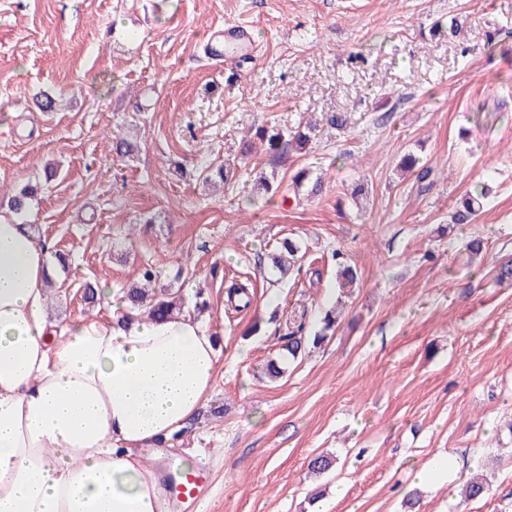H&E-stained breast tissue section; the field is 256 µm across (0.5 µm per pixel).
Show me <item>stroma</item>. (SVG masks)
<instances>
[{
  "mask_svg": "<svg viewBox=\"0 0 512 512\" xmlns=\"http://www.w3.org/2000/svg\"><path fill=\"white\" fill-rule=\"evenodd\" d=\"M456 14L462 41L430 37ZM228 23L249 26L256 57L205 54ZM330 112L350 126H324ZM310 118L315 138L279 165L240 151L248 129ZM408 152L438 166L425 194L397 171ZM227 163L233 183L206 182ZM302 167L322 195L290 190ZM262 171L278 192L256 190ZM483 183L476 221L450 224ZM28 184V222L71 259L53 317L100 313L87 287L120 291L146 265L186 301L203 292L213 389L189 433L145 451L211 464L200 512H406L414 490L419 512H512V281L497 278L512 261V0H0V214ZM285 237L302 270L276 281L258 260ZM342 260L359 272L346 298ZM235 281L251 296L238 311ZM338 304L334 336L260 379L275 337L312 334ZM322 454L338 463L317 478ZM443 460V480L416 479ZM475 473L493 492L468 501Z\"/></svg>",
  "mask_w": 512,
  "mask_h": 512,
  "instance_id": "35a3bbf8",
  "label": "stroma"
}]
</instances>
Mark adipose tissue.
Here are the masks:
<instances>
[{"label": "adipose tissue", "mask_w": 512, "mask_h": 512, "mask_svg": "<svg viewBox=\"0 0 512 512\" xmlns=\"http://www.w3.org/2000/svg\"><path fill=\"white\" fill-rule=\"evenodd\" d=\"M51 247L0 216V512H163L145 449L197 418L218 367L191 314L61 322Z\"/></svg>", "instance_id": "adipose-tissue-1"}]
</instances>
